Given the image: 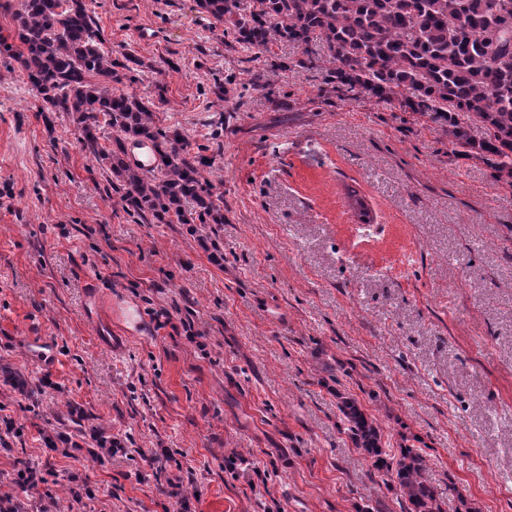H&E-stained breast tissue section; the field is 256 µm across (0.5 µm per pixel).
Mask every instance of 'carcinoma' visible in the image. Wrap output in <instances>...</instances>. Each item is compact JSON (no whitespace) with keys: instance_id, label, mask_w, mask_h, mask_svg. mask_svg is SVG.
Masks as SVG:
<instances>
[{"instance_id":"1","label":"carcinoma","mask_w":512,"mask_h":512,"mask_svg":"<svg viewBox=\"0 0 512 512\" xmlns=\"http://www.w3.org/2000/svg\"><path fill=\"white\" fill-rule=\"evenodd\" d=\"M243 48L287 41L325 43L327 82L379 99L402 98L413 112L448 126L451 151L476 157L512 186V0H195ZM14 45L0 37V56L20 63L50 112L76 116L80 142L109 163L121 181L127 212L159 224H222L224 212L204 176L209 159L186 151L187 137L163 132L148 104L112 92L137 81L133 56L120 63L85 0H20L12 13ZM124 74H119V69ZM112 129V149L99 143ZM155 141L164 159L156 174L131 168L122 140ZM341 412L357 448L397 482L412 512H443L427 483L422 453L410 446L385 458L379 430L353 401Z\"/></svg>"}]
</instances>
